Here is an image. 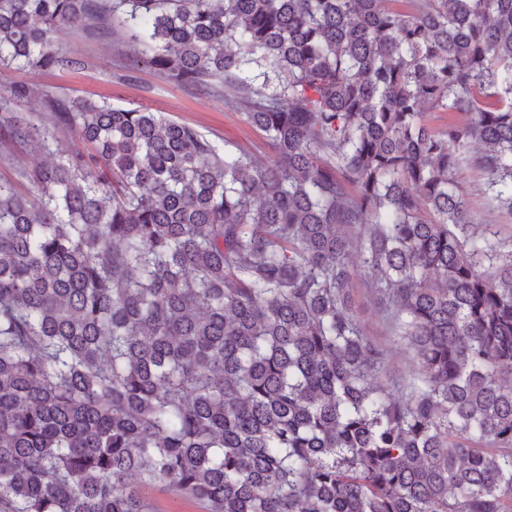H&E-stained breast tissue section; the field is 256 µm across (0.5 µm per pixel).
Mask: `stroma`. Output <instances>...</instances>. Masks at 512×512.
I'll return each mask as SVG.
<instances>
[{
  "label": "stroma",
  "instance_id": "obj_1",
  "mask_svg": "<svg viewBox=\"0 0 512 512\" xmlns=\"http://www.w3.org/2000/svg\"><path fill=\"white\" fill-rule=\"evenodd\" d=\"M62 46L78 63L63 69L0 71V89L14 82H31L41 92L71 98L106 101L112 105L148 108L167 118L191 126L217 144L240 149L258 160H268L272 151L263 134L248 124L240 112L229 109L223 96L214 91L176 86L157 70L127 65L128 56L138 48L119 32L88 35L74 31L63 36ZM39 96L30 99L21 112L40 124L48 114ZM456 180L469 207L487 218L500 238L512 237V214L491 209L484 193L482 173L470 165L461 166ZM355 309L367 332L385 342L388 371L397 376L412 373L416 364L404 339L390 335L389 329L363 287L354 290Z\"/></svg>",
  "mask_w": 512,
  "mask_h": 512
}]
</instances>
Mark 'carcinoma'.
<instances>
[{
	"label": "carcinoma",
	"mask_w": 512,
	"mask_h": 512,
	"mask_svg": "<svg viewBox=\"0 0 512 512\" xmlns=\"http://www.w3.org/2000/svg\"><path fill=\"white\" fill-rule=\"evenodd\" d=\"M392 2L0 0V66L73 65L62 35L119 24L274 154L0 95V142L44 157L36 196L0 181V512H150L156 485L204 512H512V248L455 182L478 168L512 213V0ZM354 288L355 309L367 332L386 343L388 372L393 375L408 377L415 369L416 364L407 342L397 336H390L382 315L368 297L359 280H355Z\"/></svg>",
	"instance_id": "obj_1"
}]
</instances>
